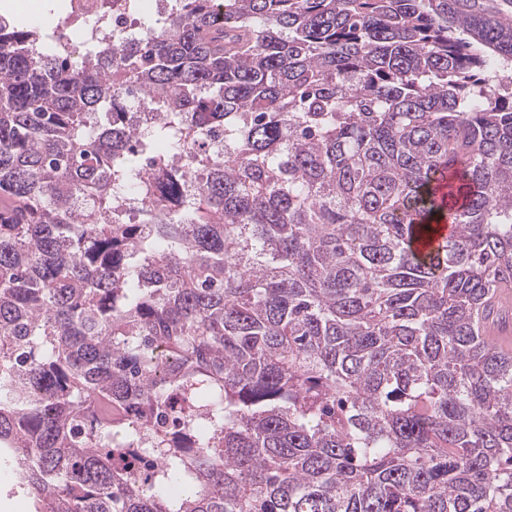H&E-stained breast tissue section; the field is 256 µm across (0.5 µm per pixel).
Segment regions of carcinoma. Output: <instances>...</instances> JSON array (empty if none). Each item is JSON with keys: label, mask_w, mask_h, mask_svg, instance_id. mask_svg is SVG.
<instances>
[{"label": "carcinoma", "mask_w": 512, "mask_h": 512, "mask_svg": "<svg viewBox=\"0 0 512 512\" xmlns=\"http://www.w3.org/2000/svg\"><path fill=\"white\" fill-rule=\"evenodd\" d=\"M41 36L0 14V461L35 512H512V355L475 325L512 323V0ZM136 100L135 109L131 112H140L134 118H131L129 123L137 132L140 131L146 124L159 118L156 112H162L155 110V104L157 97L151 94L136 93L132 96Z\"/></svg>", "instance_id": "carcinoma-1"}]
</instances>
